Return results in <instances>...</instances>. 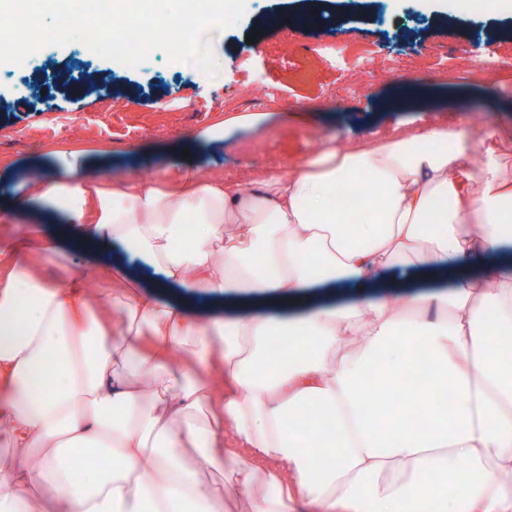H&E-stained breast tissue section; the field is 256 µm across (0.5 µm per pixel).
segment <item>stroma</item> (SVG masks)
<instances>
[{
    "label": "stroma",
    "instance_id": "1",
    "mask_svg": "<svg viewBox=\"0 0 512 512\" xmlns=\"http://www.w3.org/2000/svg\"><path fill=\"white\" fill-rule=\"evenodd\" d=\"M320 20L286 18V0H247L236 27L210 31L219 62L217 75L195 78L196 68L170 61L162 50L130 68L87 52L81 43L40 46L23 65L0 66V251L31 253L51 244L61 262L41 268L49 282L73 285L97 257L127 262L128 297L154 295L161 303L194 299L192 314L233 321L283 316L280 308L234 297L223 305L206 300L191 283L158 291L161 279L147 262L128 261L123 247L103 245L99 255L69 250L62 219L34 223L15 210L17 187L33 172L49 173L60 150L84 149L93 166L112 174L171 177L196 169L201 177L247 181L276 168L297 171L325 145L339 149L375 145L392 134L427 125L472 124L482 155L493 147L512 175V13L486 17L479 0L464 13L424 9L421 0H367L344 22L336 0H319ZM254 43H247L249 32ZM427 47L428 58L417 48ZM87 63L106 70V87L67 94L39 87L40 101L28 112H7L4 102L25 94L21 79ZM257 91L243 92V78ZM143 95H126V80ZM261 115L256 124L204 140L200 130L238 116ZM443 282L412 271L382 273L380 294L444 293Z\"/></svg>",
    "mask_w": 512,
    "mask_h": 512
}]
</instances>
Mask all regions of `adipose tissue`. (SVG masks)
I'll list each match as a JSON object with an SVG mask.
<instances>
[{
  "label": "adipose tissue",
  "mask_w": 512,
  "mask_h": 512,
  "mask_svg": "<svg viewBox=\"0 0 512 512\" xmlns=\"http://www.w3.org/2000/svg\"><path fill=\"white\" fill-rule=\"evenodd\" d=\"M477 138L463 124L428 126L369 148L328 146L291 176L247 183L189 169L94 176L82 152H58V175L17 196L60 214L78 249L114 241L164 283L298 314L202 321L188 303L145 294L114 323L79 288L36 273L54 250L1 260L0 437L35 449L41 465L12 460L28 492L0 496V512H224L203 463L235 480L249 512H512V259L483 262L512 244V178L493 150L472 164ZM359 178L381 203L352 224L335 199ZM188 222L195 236L175 248ZM469 265L481 274L465 275ZM389 268L452 289L338 308L306 293L366 288ZM416 351L418 385L406 380ZM219 364L224 394L205 385ZM129 366L150 390L122 376ZM371 376L403 389L380 415L365 399ZM447 391L453 405L407 428L409 398ZM313 402L332 416L328 433L300 427ZM90 449L108 465L87 476Z\"/></svg>",
  "instance_id": "ef3b65f1"
}]
</instances>
